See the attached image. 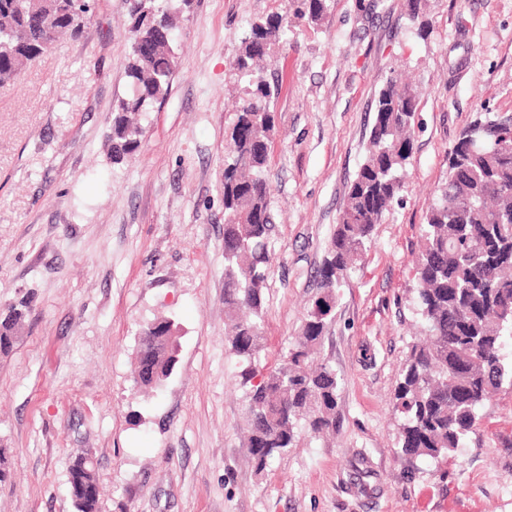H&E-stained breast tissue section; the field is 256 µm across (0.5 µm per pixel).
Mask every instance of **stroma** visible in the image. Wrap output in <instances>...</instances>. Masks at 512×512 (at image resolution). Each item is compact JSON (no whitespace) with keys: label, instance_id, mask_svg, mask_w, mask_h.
<instances>
[{"label":"stroma","instance_id":"obj_1","mask_svg":"<svg viewBox=\"0 0 512 512\" xmlns=\"http://www.w3.org/2000/svg\"><path fill=\"white\" fill-rule=\"evenodd\" d=\"M331 0L296 20L262 72L275 92L266 177L275 226L269 356L298 336L393 70L424 96L406 188L341 288L321 357L341 379L334 436H301L256 472L246 389L224 346V152L249 87L236 50L287 0H190L178 66L137 152L110 162L126 93L125 0L0 88V309L27 298L0 354V512H75L69 465L95 462L99 512H512V387L450 459L397 457L390 401L414 343L413 260L448 151L483 108L512 112V0ZM179 327L178 369L133 384L142 328ZM367 472L366 489L355 483Z\"/></svg>","mask_w":512,"mask_h":512}]
</instances>
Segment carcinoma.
Segmentation results:
<instances>
[{
  "label": "carcinoma",
  "mask_w": 512,
  "mask_h": 512,
  "mask_svg": "<svg viewBox=\"0 0 512 512\" xmlns=\"http://www.w3.org/2000/svg\"><path fill=\"white\" fill-rule=\"evenodd\" d=\"M173 0H125L130 18L128 89L112 109L108 156L118 163L139 147L142 118L168 94L177 66L174 31L181 8ZM330 0H288V8L251 25L236 53L237 69L253 78L235 113L224 156L225 346L247 387L250 454L262 471L297 445L301 435L336 431L340 378L319 360L340 289L361 265L375 226L399 201L412 156L422 90L394 71L379 90L364 162L346 194L339 222L318 271L319 292L299 336L279 363L262 360L269 243L273 219L265 176L274 133L273 92L255 70L288 40L292 20L318 21ZM87 0H0V88L57 41L78 36L92 17ZM152 41L151 58L137 51ZM512 142L508 116L485 110L448 151V177L431 202L415 263L414 305L421 330L401 368L393 409L401 417L399 454L412 461L453 456L464 447L480 411L504 385L512 387ZM24 300L0 313V353L13 346ZM179 328L157 317L141 332L133 370L150 394L177 366ZM91 493L72 495L75 512H98L94 466L74 459L69 478Z\"/></svg>",
  "instance_id": "obj_1"
}]
</instances>
